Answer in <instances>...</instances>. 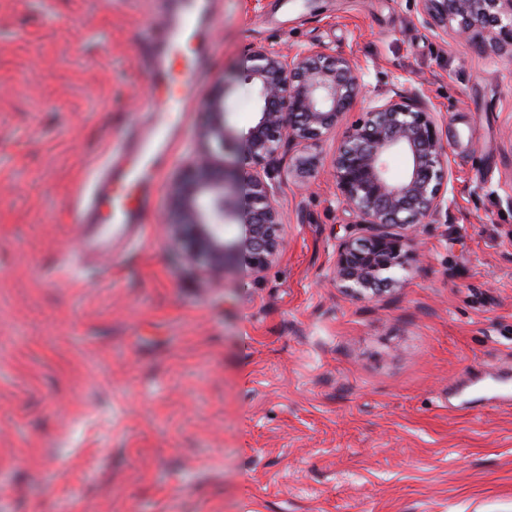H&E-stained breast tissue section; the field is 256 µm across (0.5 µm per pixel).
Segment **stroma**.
<instances>
[{"instance_id":"1","label":"stroma","mask_w":512,"mask_h":512,"mask_svg":"<svg viewBox=\"0 0 512 512\" xmlns=\"http://www.w3.org/2000/svg\"><path fill=\"white\" fill-rule=\"evenodd\" d=\"M176 0H0V512H512V61L435 38L417 0H214L196 88L154 86ZM354 56L360 107L419 92L445 117L454 204L375 301L331 280L354 216L324 170L352 123L286 157L265 275L173 257L167 186L203 97L256 44ZM139 224L89 251L70 220L128 133L169 122Z\"/></svg>"}]
</instances>
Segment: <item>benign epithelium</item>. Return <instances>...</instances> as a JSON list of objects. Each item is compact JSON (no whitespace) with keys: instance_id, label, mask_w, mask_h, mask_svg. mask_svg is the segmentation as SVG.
Segmentation results:
<instances>
[{"instance_id":"7a95c632","label":"benign epithelium","mask_w":512,"mask_h":512,"mask_svg":"<svg viewBox=\"0 0 512 512\" xmlns=\"http://www.w3.org/2000/svg\"><path fill=\"white\" fill-rule=\"evenodd\" d=\"M422 25L480 54L512 55V0H418ZM239 71L256 94L257 120L240 135L219 77L204 96L190 155L169 186L167 232L177 261L222 283L230 271L261 276L285 246L276 187L287 150L322 141L362 94L355 59L326 45L291 55L254 45ZM442 113L419 97L395 93L351 125L334 152L339 200L356 216L336 246V287L361 299L380 297L395 273L416 259L411 241L451 204L450 149ZM401 155L399 178L388 159Z\"/></svg>"}]
</instances>
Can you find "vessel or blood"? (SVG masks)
<instances>
[{"label": "vessel or blood", "instance_id": "1", "mask_svg": "<svg viewBox=\"0 0 512 512\" xmlns=\"http://www.w3.org/2000/svg\"><path fill=\"white\" fill-rule=\"evenodd\" d=\"M210 4L211 0H182L181 9L176 17L157 26L154 34L155 81L167 80V60L170 52L195 39L204 27L212 24ZM166 139L165 133H153L151 137L134 143L132 161H110L95 181L92 201L74 208L73 222L87 226L99 225L100 235L104 238L111 235L113 225L141 223L143 207L128 205L115 194L114 188L121 183L141 182L147 171L161 168L167 161L163 148Z\"/></svg>", "mask_w": 512, "mask_h": 512}]
</instances>
